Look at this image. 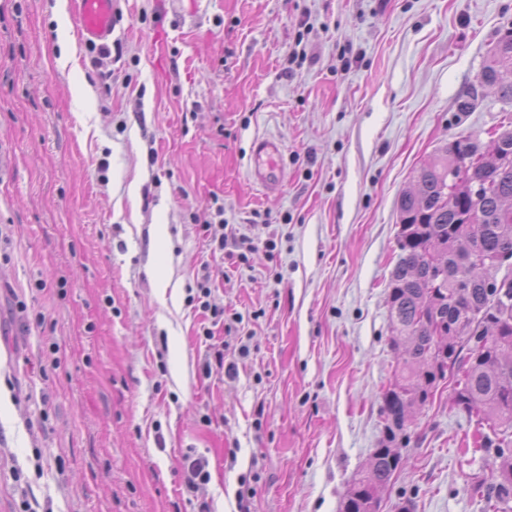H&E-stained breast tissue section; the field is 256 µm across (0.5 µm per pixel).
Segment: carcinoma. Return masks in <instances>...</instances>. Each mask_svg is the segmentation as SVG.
Returning <instances> with one entry per match:
<instances>
[{
  "instance_id": "obj_1",
  "label": "carcinoma",
  "mask_w": 512,
  "mask_h": 512,
  "mask_svg": "<svg viewBox=\"0 0 512 512\" xmlns=\"http://www.w3.org/2000/svg\"><path fill=\"white\" fill-rule=\"evenodd\" d=\"M481 84L512 101V40H497ZM465 156L476 158V165L449 185L448 173ZM470 178L488 184L477 199L470 195ZM413 181L398 202L399 254L387 288L396 365L382 393L383 436L368 468L350 481L343 504L346 512H369L381 503L401 470L398 448L410 442L413 413L429 402L443 354L452 361L453 403L495 435L483 442L493 453L487 498L494 512H512V309L496 307L485 288L497 274L494 259L512 256V130L485 147L468 135L454 137ZM465 268L469 287L460 288Z\"/></svg>"
}]
</instances>
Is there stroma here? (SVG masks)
I'll return each instance as SVG.
<instances>
[{
    "label": "stroma",
    "instance_id": "35a3bbf8",
    "mask_svg": "<svg viewBox=\"0 0 512 512\" xmlns=\"http://www.w3.org/2000/svg\"><path fill=\"white\" fill-rule=\"evenodd\" d=\"M53 4L0 0V512H195L188 454L211 512H339L393 376L399 197L452 135L512 129L480 84L512 0H121L110 49L66 61ZM263 136L270 196L247 170ZM221 220L248 263L212 252ZM204 267L243 317L210 341ZM215 343L234 376L202 373ZM453 385L380 512H493L467 448L489 428ZM281 143L274 137H262L253 142L250 154L252 184L269 195L279 192L284 181ZM207 461L202 458L185 460L184 464V484L187 492L194 493L200 484L210 480V473L206 469Z\"/></svg>",
    "mask_w": 512,
    "mask_h": 512
}]
</instances>
